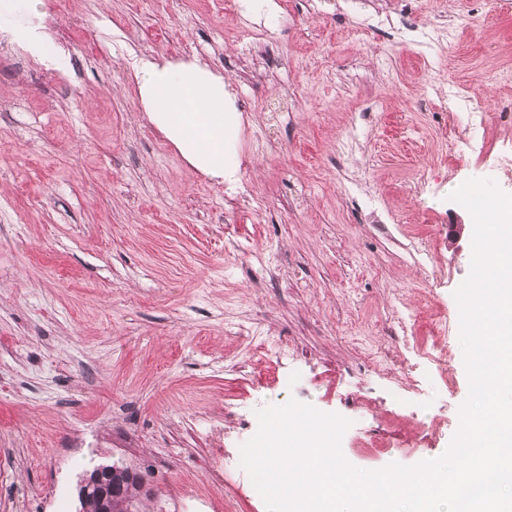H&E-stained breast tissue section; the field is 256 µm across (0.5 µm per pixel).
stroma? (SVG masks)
<instances>
[{
  "label": "stroma",
  "mask_w": 512,
  "mask_h": 512,
  "mask_svg": "<svg viewBox=\"0 0 512 512\" xmlns=\"http://www.w3.org/2000/svg\"><path fill=\"white\" fill-rule=\"evenodd\" d=\"M273 2L245 18L224 0H43L66 74L0 40V512H78L81 480L113 463L144 477L150 512H266L235 460L258 410L291 400L348 419L360 469L450 447L460 339L447 384L397 315L416 310L424 337L457 307L473 233L448 236L473 218L451 194L471 179L512 194V0ZM375 13L397 38L363 29ZM247 24L261 41H241ZM143 55L230 85L234 182L150 123ZM456 84L479 133L434 107Z\"/></svg>",
  "instance_id": "35a3bbf8"
}]
</instances>
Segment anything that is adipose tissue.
Instances as JSON below:
<instances>
[{
	"label": "adipose tissue",
	"instance_id": "adipose-tissue-1",
	"mask_svg": "<svg viewBox=\"0 0 512 512\" xmlns=\"http://www.w3.org/2000/svg\"><path fill=\"white\" fill-rule=\"evenodd\" d=\"M41 0H7L0 5V32L22 37L41 63L54 66L43 47L49 35L39 22ZM143 109L191 165L203 173L232 178L238 166L233 143L240 124L224 79L197 60L143 57L134 65Z\"/></svg>",
	"mask_w": 512,
	"mask_h": 512
}]
</instances>
